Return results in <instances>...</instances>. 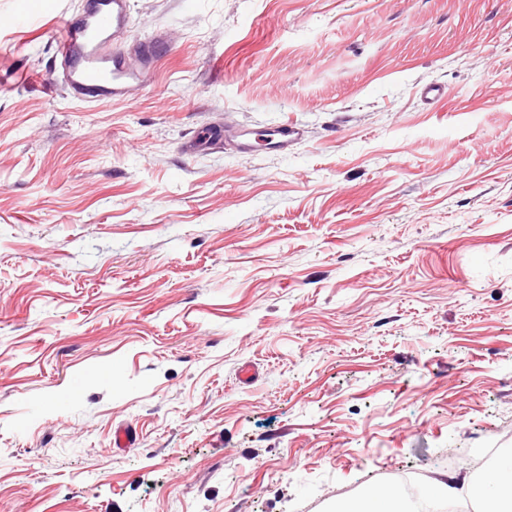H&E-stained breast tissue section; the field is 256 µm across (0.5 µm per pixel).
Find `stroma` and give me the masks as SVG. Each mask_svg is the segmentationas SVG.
<instances>
[{"mask_svg": "<svg viewBox=\"0 0 512 512\" xmlns=\"http://www.w3.org/2000/svg\"><path fill=\"white\" fill-rule=\"evenodd\" d=\"M46 1L0 0V512H332L512 451V0H130L170 45L93 106ZM248 135L242 134L237 137ZM301 131L294 125L284 124L275 130L265 133H254L253 137H244L237 144L238 148L246 153H257L264 149L288 150L292 143L301 138Z\"/></svg>", "mask_w": 512, "mask_h": 512, "instance_id": "obj_1", "label": "stroma"}]
</instances>
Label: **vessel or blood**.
<instances>
[{
    "mask_svg": "<svg viewBox=\"0 0 512 512\" xmlns=\"http://www.w3.org/2000/svg\"><path fill=\"white\" fill-rule=\"evenodd\" d=\"M129 21V0H84L80 12L63 18L55 35L56 79L71 98L88 104L130 100L148 86L164 43L155 37L126 48L120 36ZM300 137L298 127L285 124L242 138L238 147L246 153L285 150Z\"/></svg>",
    "mask_w": 512,
    "mask_h": 512,
    "instance_id": "1",
    "label": "vessel or blood"
}]
</instances>
